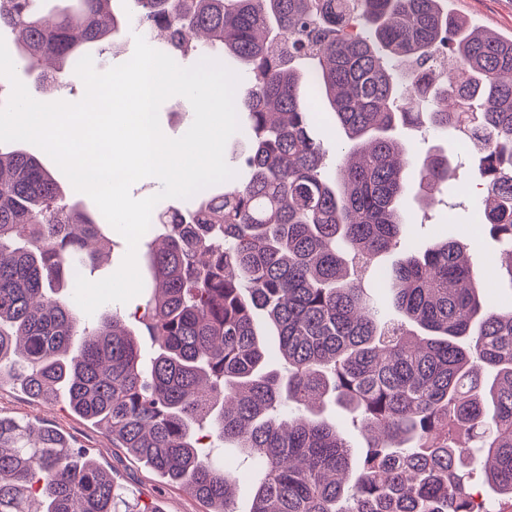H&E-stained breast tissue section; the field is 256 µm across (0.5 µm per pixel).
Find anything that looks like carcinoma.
Returning <instances> with one entry per match:
<instances>
[{"instance_id":"cac0c4a2","label":"carcinoma","mask_w":512,"mask_h":512,"mask_svg":"<svg viewBox=\"0 0 512 512\" xmlns=\"http://www.w3.org/2000/svg\"><path fill=\"white\" fill-rule=\"evenodd\" d=\"M46 2L0 0V31L39 86L121 33L177 62L233 58L248 179L154 215L146 356L118 312L81 326L48 295L87 276L103 226L0 143V384L65 399L205 512H236L233 479L203 451L214 436L257 463L249 512H475L478 468L512 504V309L484 299L458 242L406 248V167L420 165L421 206L454 168L398 139L428 124L481 145L477 218L512 257V36L448 0H131L125 15L76 0L52 23ZM315 100L347 150L337 174L310 134ZM392 251L386 303L363 276ZM328 405L371 434L361 461ZM64 440L0 415V512H142Z\"/></svg>"}]
</instances>
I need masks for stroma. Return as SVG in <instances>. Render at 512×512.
I'll return each mask as SVG.
<instances>
[{"instance_id": "1", "label": "stroma", "mask_w": 512, "mask_h": 512, "mask_svg": "<svg viewBox=\"0 0 512 512\" xmlns=\"http://www.w3.org/2000/svg\"><path fill=\"white\" fill-rule=\"evenodd\" d=\"M450 7L477 25L492 28L505 36L512 34V0H452ZM403 136L411 142L414 150L424 151L440 146L461 162L458 170L460 183L454 194L441 196L439 202L424 212L420 211L416 201L418 171L414 168L408 170V192L403 202V237L422 247L447 239L464 244L474 264L485 270L484 296L493 299L503 309L512 308V279L504 271L506 255L489 228L476 224L475 214L480 200L467 190L470 174L479 163L478 150L472 144L432 131L408 129ZM0 411L33 422L51 424L66 432L75 447L91 451L111 473L114 482L123 487L128 498L137 501L142 510L158 505L164 512H202L201 503L181 489L162 484L151 469L132 459L125 449L113 447L111 437L92 423L75 416L64 400L37 402L19 389L5 385L0 387Z\"/></svg>"}]
</instances>
